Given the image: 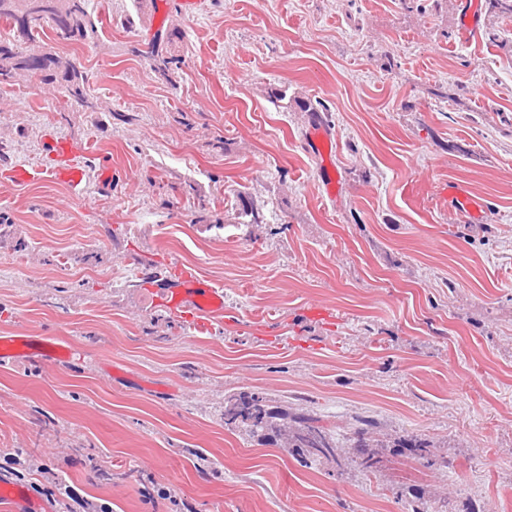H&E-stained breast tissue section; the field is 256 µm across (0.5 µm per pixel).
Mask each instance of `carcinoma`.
Masks as SVG:
<instances>
[{
    "mask_svg": "<svg viewBox=\"0 0 512 512\" xmlns=\"http://www.w3.org/2000/svg\"><path fill=\"white\" fill-rule=\"evenodd\" d=\"M89 0H0V22L15 31L13 38L0 39V88L12 80L32 73H42V80L58 84L63 96L93 110L88 78L75 64L48 53L37 41L35 32L46 22H52L57 36L64 41L82 42L93 38L95 24L88 11ZM483 10L489 21L486 34L495 36L494 25L512 19V0H484ZM175 33L158 37L152 51L153 68L159 76L168 78ZM352 438L353 455L344 457L338 452L333 431L309 412L273 407L266 398L255 403V394L240 392L224 399V426L245 428L257 440L269 443L277 439L292 449L299 461L309 464L331 460L337 465L353 461L368 472L376 469L377 461L367 449L376 447L372 434L374 422L360 420ZM396 448H406L416 458L427 459L433 442L421 435L401 436L393 442Z\"/></svg>",
    "mask_w": 512,
    "mask_h": 512,
    "instance_id": "carcinoma-1",
    "label": "carcinoma"
}]
</instances>
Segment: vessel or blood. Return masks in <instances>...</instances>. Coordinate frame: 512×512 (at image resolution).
Here are the masks:
<instances>
[{
	"label": "vessel or blood",
	"instance_id": "obj_1",
	"mask_svg": "<svg viewBox=\"0 0 512 512\" xmlns=\"http://www.w3.org/2000/svg\"><path fill=\"white\" fill-rule=\"evenodd\" d=\"M80 147L66 141L53 143V162L49 165L16 164L6 171L7 179L17 187L49 181L61 184L71 191L82 189L87 170L78 163ZM448 193L455 202L458 213L476 221L488 217L490 206L486 198L473 193L469 186L452 182ZM153 299L166 307L182 321L195 328H203L209 318L223 314L224 291L202 278L195 268L177 267L163 287L155 288ZM57 347L46 336H0V364L21 361L50 363L57 359ZM0 501L11 512H43L41 499L28 493L24 487L13 483L0 484Z\"/></svg>",
	"mask_w": 512,
	"mask_h": 512
}]
</instances>
